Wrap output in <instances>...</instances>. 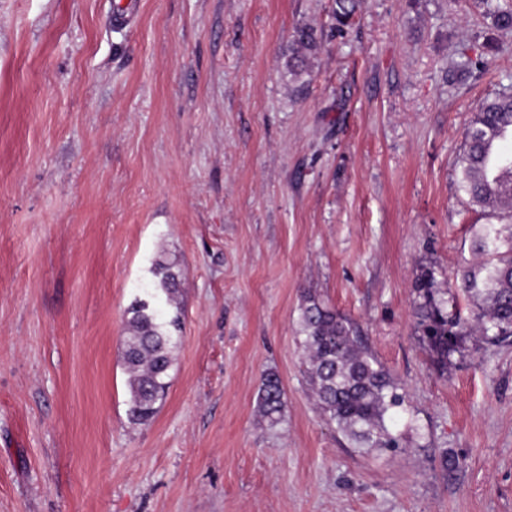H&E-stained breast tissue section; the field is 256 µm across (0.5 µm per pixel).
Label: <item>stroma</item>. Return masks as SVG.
Here are the masks:
<instances>
[{
    "label": "stroma",
    "instance_id": "1",
    "mask_svg": "<svg viewBox=\"0 0 512 512\" xmlns=\"http://www.w3.org/2000/svg\"><path fill=\"white\" fill-rule=\"evenodd\" d=\"M113 2L0 0V512H512V347L467 338L443 377L412 333L419 267L473 260L457 157L512 32L482 0H362L343 37L334 0H139L128 25ZM461 52L488 68L457 76ZM158 259L183 329L134 426L125 321ZM308 291L404 387L399 448L317 409ZM322 34L311 25L296 28L293 38L288 45V59L286 66L288 72L296 80L307 74L308 59L315 54L321 46ZM285 392L278 375L268 371L263 375L258 392V411L270 425H276L281 419L285 404Z\"/></svg>",
    "mask_w": 512,
    "mask_h": 512
}]
</instances>
